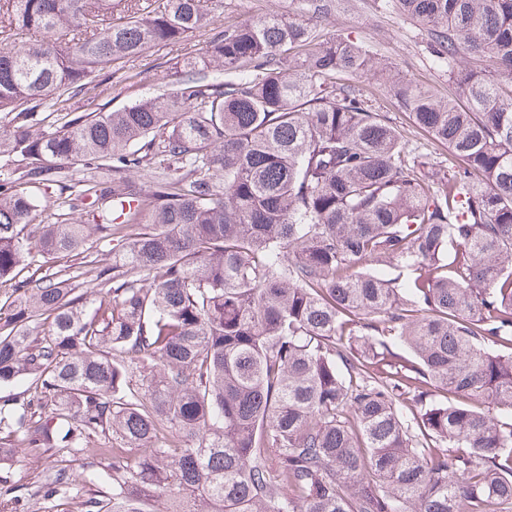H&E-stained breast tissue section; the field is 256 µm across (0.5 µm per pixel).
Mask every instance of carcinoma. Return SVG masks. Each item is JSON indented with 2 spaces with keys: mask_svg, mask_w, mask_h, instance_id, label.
Here are the masks:
<instances>
[{
  "mask_svg": "<svg viewBox=\"0 0 512 512\" xmlns=\"http://www.w3.org/2000/svg\"><path fill=\"white\" fill-rule=\"evenodd\" d=\"M207 2L0 0V512H512V0H391L462 103L320 39L322 0ZM207 27L177 84L78 111ZM211 15L217 27L227 21H244L268 13L297 16L302 14V0H222ZM355 85L371 95L372 104L379 107L381 112H387L391 120L404 132L406 139L417 148L422 161L429 163L432 168L448 166V148L433 141L423 130L413 126L408 116L399 107L394 97L387 91L381 80L361 78L355 80Z\"/></svg>",
  "mask_w": 512,
  "mask_h": 512,
  "instance_id": "cac0c4a2",
  "label": "carcinoma"
}]
</instances>
